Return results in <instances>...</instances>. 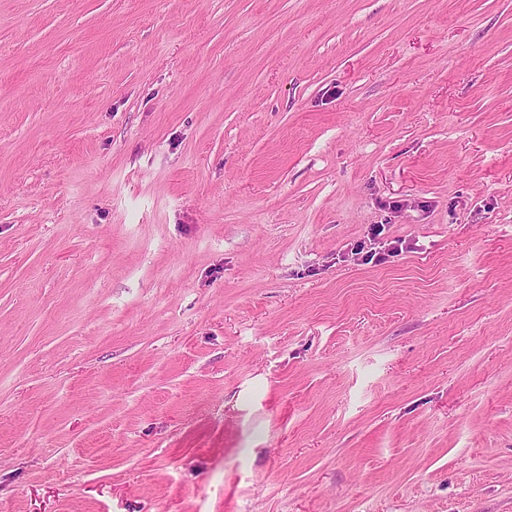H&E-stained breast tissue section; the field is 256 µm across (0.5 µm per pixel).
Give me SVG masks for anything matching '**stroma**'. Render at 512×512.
Masks as SVG:
<instances>
[{
  "label": "stroma",
  "mask_w": 512,
  "mask_h": 512,
  "mask_svg": "<svg viewBox=\"0 0 512 512\" xmlns=\"http://www.w3.org/2000/svg\"><path fill=\"white\" fill-rule=\"evenodd\" d=\"M0 512H512V0H0Z\"/></svg>",
  "instance_id": "obj_1"
}]
</instances>
